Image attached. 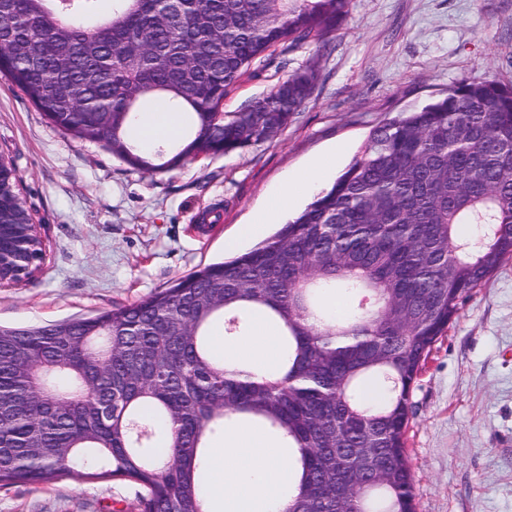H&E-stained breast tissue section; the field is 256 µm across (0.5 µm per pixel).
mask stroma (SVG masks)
<instances>
[{"label": "stroma", "instance_id": "obj_1", "mask_svg": "<svg viewBox=\"0 0 512 512\" xmlns=\"http://www.w3.org/2000/svg\"><path fill=\"white\" fill-rule=\"evenodd\" d=\"M317 60L308 101L272 141L153 175L52 127L0 74V153L44 242L39 271L0 285V324L45 325L138 302L224 258V241L319 159L330 187L369 133L473 81L512 83V0H349L326 53L274 52L224 100L235 112ZM416 512H512V260L477 288L410 394ZM138 488L66 477L0 488V512H138Z\"/></svg>", "mask_w": 512, "mask_h": 512}]
</instances>
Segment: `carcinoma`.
<instances>
[{"label": "carcinoma", "instance_id": "obj_1", "mask_svg": "<svg viewBox=\"0 0 512 512\" xmlns=\"http://www.w3.org/2000/svg\"><path fill=\"white\" fill-rule=\"evenodd\" d=\"M0 0L7 73L50 124L147 174L186 158L272 141L310 99L316 64L246 110L224 97L271 50L327 46L348 0ZM163 100L179 141L139 144L137 114ZM107 101L112 122L96 114ZM0 224L12 264L38 249L13 162L0 154ZM474 225L462 236L458 228ZM512 258V85L462 83L375 127L328 189L248 252L208 264L127 306L44 326H0V486L63 475L136 484L140 512H208V441L256 421L292 452L283 512H415L405 448L410 390L472 292ZM266 310L275 371L215 358L217 326L242 336ZM387 385L378 408L361 385ZM397 468L358 484L359 452ZM94 454L101 466L75 471Z\"/></svg>", "mask_w": 512, "mask_h": 512}]
</instances>
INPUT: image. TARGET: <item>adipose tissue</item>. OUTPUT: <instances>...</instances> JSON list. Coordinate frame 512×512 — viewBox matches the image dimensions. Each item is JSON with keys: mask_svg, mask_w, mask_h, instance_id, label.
Masks as SVG:
<instances>
[{"mask_svg": "<svg viewBox=\"0 0 512 512\" xmlns=\"http://www.w3.org/2000/svg\"><path fill=\"white\" fill-rule=\"evenodd\" d=\"M136 129L144 142L173 139L180 133V117L160 103L139 114ZM321 170V164H313L289 182L276 205L263 213L258 223L241 225L237 239L251 237L259 224L277 222L287 214L297 189H316ZM237 239L228 240V247H235ZM274 342L273 329L258 320L248 334L231 339L219 331L213 338L215 351L223 357L238 358L241 364L264 371L275 365ZM293 478L287 449L264 430L241 424L225 431L222 442L213 448L201 486L213 512H282L283 493Z\"/></svg>", "mask_w": 512, "mask_h": 512, "instance_id": "1", "label": "adipose tissue"}]
</instances>
